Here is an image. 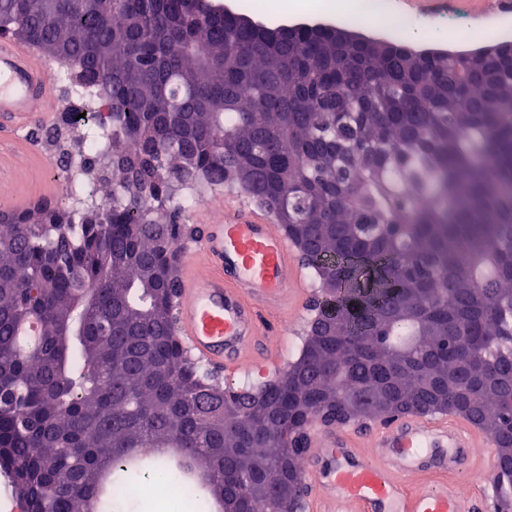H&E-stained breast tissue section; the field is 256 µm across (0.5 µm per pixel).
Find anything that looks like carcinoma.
<instances>
[{"label":"carcinoma","instance_id":"1","mask_svg":"<svg viewBox=\"0 0 512 512\" xmlns=\"http://www.w3.org/2000/svg\"><path fill=\"white\" fill-rule=\"evenodd\" d=\"M1 34L67 57L112 123L90 205L0 222V471L28 512H114L104 478L166 448L216 503L288 512L271 486L304 476L308 414L370 419L378 399L468 406L512 460V56L269 37L211 0H0ZM215 188L315 244L330 325L261 411L168 331L160 242L178 249L181 201ZM364 261L385 284L365 308L349 289Z\"/></svg>","mask_w":512,"mask_h":512}]
</instances>
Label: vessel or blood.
Wrapping results in <instances>:
<instances>
[{"instance_id":"obj_1","label":"vessel or blood","mask_w":512,"mask_h":512,"mask_svg":"<svg viewBox=\"0 0 512 512\" xmlns=\"http://www.w3.org/2000/svg\"><path fill=\"white\" fill-rule=\"evenodd\" d=\"M59 94L29 45L0 36V148L28 144ZM200 240L181 253L176 334L212 366L237 372L271 363L281 320L310 289L279 224L242 204L200 210ZM487 441L467 420L401 415L366 429L315 428L306 475L313 512H482L477 478ZM473 480L463 492L462 479Z\"/></svg>"}]
</instances>
